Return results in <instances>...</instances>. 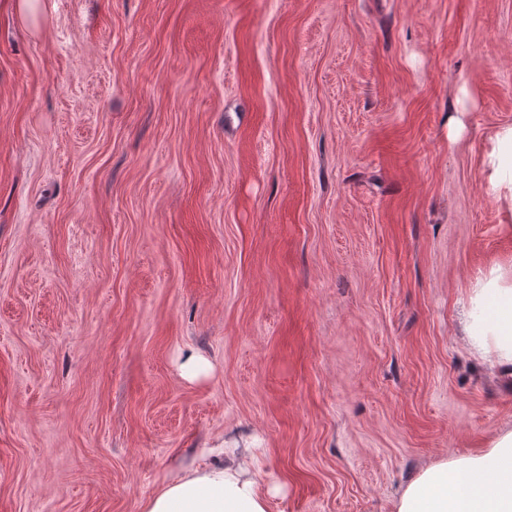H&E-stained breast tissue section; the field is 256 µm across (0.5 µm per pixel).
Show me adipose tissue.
I'll return each mask as SVG.
<instances>
[{
    "label": "adipose tissue",
    "mask_w": 512,
    "mask_h": 512,
    "mask_svg": "<svg viewBox=\"0 0 512 512\" xmlns=\"http://www.w3.org/2000/svg\"><path fill=\"white\" fill-rule=\"evenodd\" d=\"M489 193L512 210V126L484 155ZM464 332L481 357L512 377V264L494 265L467 295ZM143 512H268L258 474L235 462L196 466L164 483ZM396 512H512V430L481 452L439 462L411 480Z\"/></svg>",
    "instance_id": "adipose-tissue-1"
}]
</instances>
